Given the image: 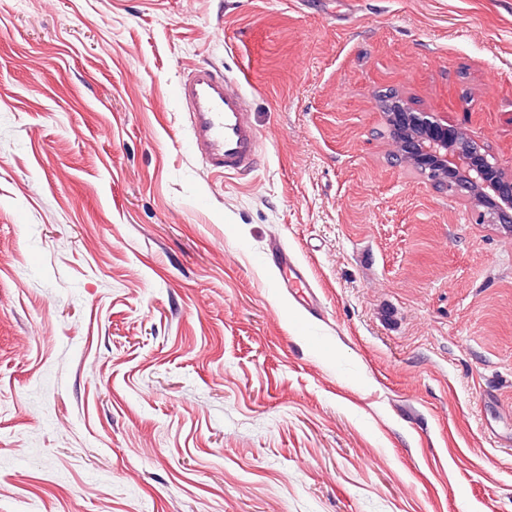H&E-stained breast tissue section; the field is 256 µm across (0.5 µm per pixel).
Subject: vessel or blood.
<instances>
[{
	"mask_svg": "<svg viewBox=\"0 0 512 512\" xmlns=\"http://www.w3.org/2000/svg\"><path fill=\"white\" fill-rule=\"evenodd\" d=\"M188 114L187 144L217 176H242L254 168L259 132L249 117V99L239 82L216 69L199 66L176 87ZM281 285L292 296L309 289L301 267L278 245L270 250Z\"/></svg>",
	"mask_w": 512,
	"mask_h": 512,
	"instance_id": "1",
	"label": "vessel or blood"
}]
</instances>
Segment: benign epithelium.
I'll list each match as a JSON object with an SVG mask.
<instances>
[{
  "label": "benign epithelium",
  "instance_id": "1",
  "mask_svg": "<svg viewBox=\"0 0 512 512\" xmlns=\"http://www.w3.org/2000/svg\"><path fill=\"white\" fill-rule=\"evenodd\" d=\"M386 120L398 163L469 199L479 221L512 235V169L491 161L462 128L414 109L402 97H394Z\"/></svg>",
  "mask_w": 512,
  "mask_h": 512
}]
</instances>
